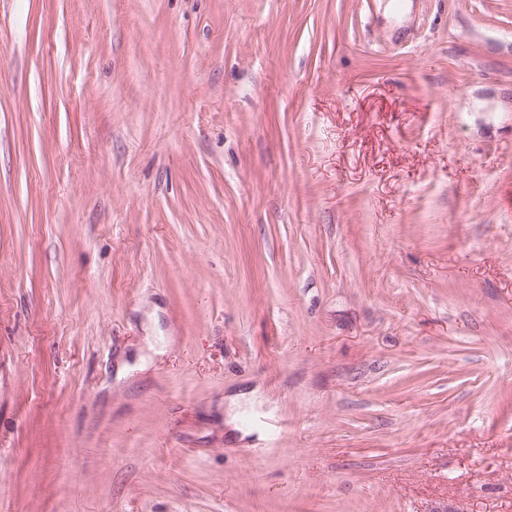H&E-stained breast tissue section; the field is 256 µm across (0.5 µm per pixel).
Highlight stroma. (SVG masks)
<instances>
[{
  "mask_svg": "<svg viewBox=\"0 0 512 512\" xmlns=\"http://www.w3.org/2000/svg\"><path fill=\"white\" fill-rule=\"evenodd\" d=\"M0 512H512V0H0Z\"/></svg>",
  "mask_w": 512,
  "mask_h": 512,
  "instance_id": "obj_1",
  "label": "stroma"
}]
</instances>
